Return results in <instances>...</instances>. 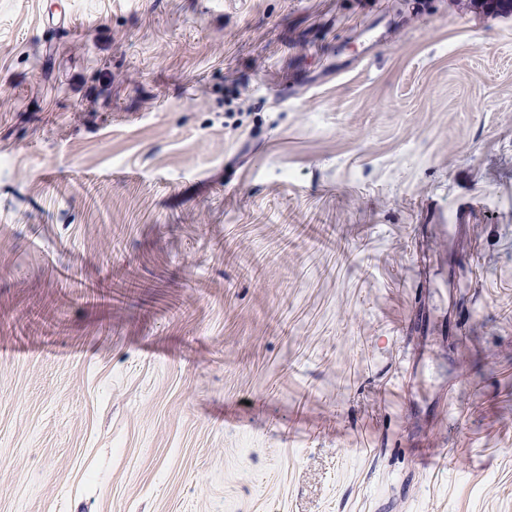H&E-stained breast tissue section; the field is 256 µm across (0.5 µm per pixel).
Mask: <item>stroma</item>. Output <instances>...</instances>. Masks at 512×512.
<instances>
[{"label": "stroma", "instance_id": "1", "mask_svg": "<svg viewBox=\"0 0 512 512\" xmlns=\"http://www.w3.org/2000/svg\"><path fill=\"white\" fill-rule=\"evenodd\" d=\"M0 512H512V13L0 0Z\"/></svg>", "mask_w": 512, "mask_h": 512}]
</instances>
